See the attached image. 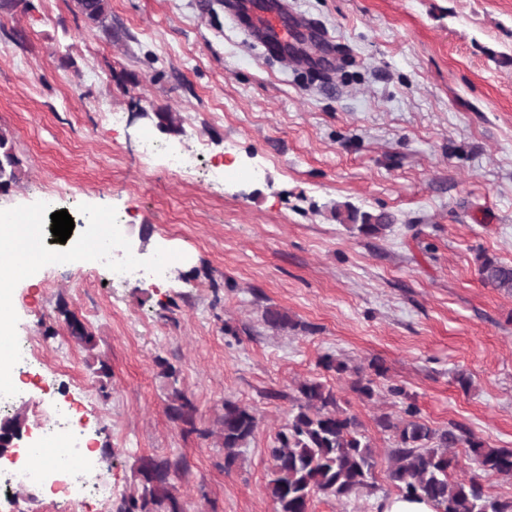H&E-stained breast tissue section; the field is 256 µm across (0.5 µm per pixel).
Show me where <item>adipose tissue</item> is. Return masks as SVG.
<instances>
[{"instance_id":"1","label":"adipose tissue","mask_w":512,"mask_h":512,"mask_svg":"<svg viewBox=\"0 0 512 512\" xmlns=\"http://www.w3.org/2000/svg\"><path fill=\"white\" fill-rule=\"evenodd\" d=\"M42 231L37 218L23 224L14 213L0 211V268H9L19 280L31 278L47 259Z\"/></svg>"}]
</instances>
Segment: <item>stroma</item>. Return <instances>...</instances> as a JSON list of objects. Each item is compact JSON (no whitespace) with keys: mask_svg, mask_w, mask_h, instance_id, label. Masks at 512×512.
Instances as JSON below:
<instances>
[{"mask_svg":"<svg viewBox=\"0 0 512 512\" xmlns=\"http://www.w3.org/2000/svg\"><path fill=\"white\" fill-rule=\"evenodd\" d=\"M212 2L107 0L101 24L75 0L0 10V131L20 161L0 210L44 223L50 200L76 221L103 211L144 261L180 257L156 285L109 283L90 260L13 282L12 338L53 375L8 412L35 420L66 383L112 500L73 507L37 487L0 512H117L150 454L184 460L186 512H275L269 450L306 380L334 389L378 462L375 494H316L310 512H379L393 439L377 420L411 403L432 428L512 448V294L478 274L482 255L512 264V0H287L291 26L331 39L323 66L269 61ZM147 134L205 146L176 176L144 158ZM229 162L237 174L212 177ZM346 204L395 223L365 236L337 222ZM327 355L346 372L325 370ZM359 372L373 398L353 390ZM176 388L196 432L166 413ZM227 400L259 418L229 470L218 438L199 435Z\"/></svg>","mask_w":512,"mask_h":512,"instance_id":"obj_1","label":"stroma"}]
</instances>
